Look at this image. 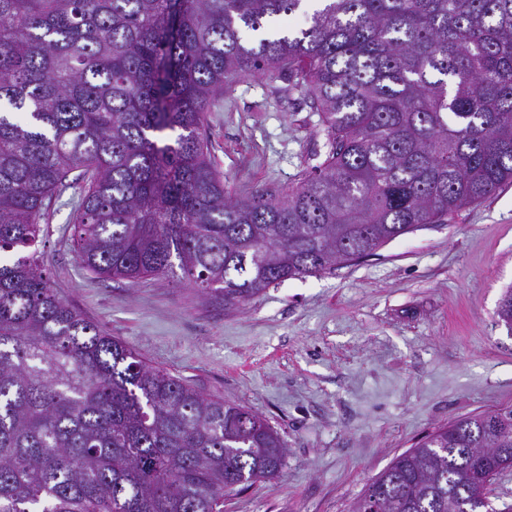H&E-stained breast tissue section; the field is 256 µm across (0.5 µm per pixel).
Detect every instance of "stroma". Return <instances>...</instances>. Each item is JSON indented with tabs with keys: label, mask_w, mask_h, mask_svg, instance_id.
I'll return each instance as SVG.
<instances>
[{
	"label": "stroma",
	"mask_w": 512,
	"mask_h": 512,
	"mask_svg": "<svg viewBox=\"0 0 512 512\" xmlns=\"http://www.w3.org/2000/svg\"><path fill=\"white\" fill-rule=\"evenodd\" d=\"M247 77L201 130L231 195L296 185L330 149L306 98ZM52 200L39 264L86 319L202 395L245 405L287 444L272 479L224 512H350L365 487L433 428L512 406V184L373 255L266 288L240 307L190 285L97 278Z\"/></svg>",
	"instance_id": "stroma-1"
}]
</instances>
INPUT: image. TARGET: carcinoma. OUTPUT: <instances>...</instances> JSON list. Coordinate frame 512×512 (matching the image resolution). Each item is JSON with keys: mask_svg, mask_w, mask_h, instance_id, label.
<instances>
[{"mask_svg": "<svg viewBox=\"0 0 512 512\" xmlns=\"http://www.w3.org/2000/svg\"><path fill=\"white\" fill-rule=\"evenodd\" d=\"M0 0V512H224L277 475L266 419L149 365L35 258L79 186L81 266L235 307L442 223L512 183V0ZM288 77L330 150L284 196L234 198L200 129L224 89ZM178 129L174 143L155 133ZM512 330V289L498 306ZM512 407L396 456L353 512H496Z\"/></svg>", "mask_w": 512, "mask_h": 512, "instance_id": "cac0c4a2", "label": "carcinoma"}]
</instances>
